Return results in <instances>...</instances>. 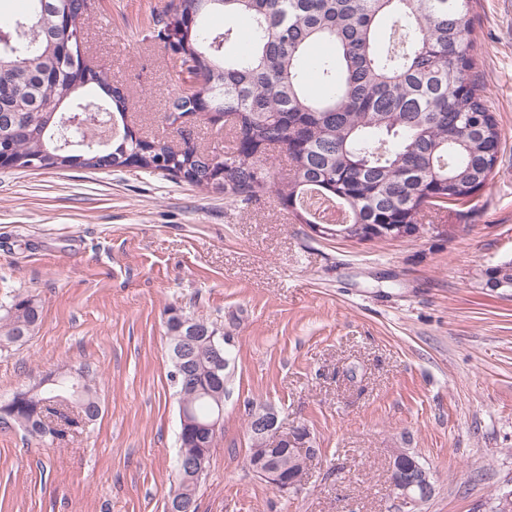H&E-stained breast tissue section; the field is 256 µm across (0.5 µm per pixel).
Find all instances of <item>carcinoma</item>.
<instances>
[{
    "instance_id": "1",
    "label": "carcinoma",
    "mask_w": 512,
    "mask_h": 512,
    "mask_svg": "<svg viewBox=\"0 0 512 512\" xmlns=\"http://www.w3.org/2000/svg\"><path fill=\"white\" fill-rule=\"evenodd\" d=\"M28 2L25 14L0 27L30 28L0 51V145L21 168L33 160L40 170L134 164L153 174L163 163L166 177L222 191L242 210L273 191L301 224L322 223L306 206L308 198L329 201L345 214L346 239L352 240L359 224L416 225L426 205L466 202L498 160V122L473 72L470 0H170L168 12L187 24L192 47L180 58L170 124L189 112L209 125L218 113L236 115L224 146H188L180 155L119 132L100 148L84 127L66 130L77 146L57 150L62 115L86 103L92 88L112 92L111 105L121 117L127 91L102 70L93 82L74 84L80 46L75 42L69 54H60L59 17L85 26L86 0ZM213 14L248 20L246 52L223 54L236 34L205 28ZM385 18L392 20L388 30L381 25ZM318 43L330 53L314 63L309 51ZM313 66L321 77L319 92L309 85ZM273 145L287 152L285 181H272L267 151ZM485 286L512 288V262L487 269ZM41 319L32 296L0 304V347L27 339ZM166 328L172 348L183 336L197 337L189 381L178 383L176 394L179 408L205 424L224 399L221 386L211 383L206 338L213 328L198 320L183 329L172 316ZM99 414L90 372L57 371L0 403V428L17 425L52 445L53 418L77 427ZM215 438L206 429L180 426V448L189 455L209 456ZM199 486L178 472L169 494L197 512Z\"/></svg>"
}]
</instances>
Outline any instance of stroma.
Returning a JSON list of instances; mask_svg holds the SVG:
<instances>
[{
    "mask_svg": "<svg viewBox=\"0 0 512 512\" xmlns=\"http://www.w3.org/2000/svg\"><path fill=\"white\" fill-rule=\"evenodd\" d=\"M168 0H94L87 48L129 95L127 122H164L176 58L141 22ZM475 72L501 130L486 185L427 206L395 240L322 237L272 194L137 169L0 168V303L42 322L0 350V402L85 365L99 418L63 445L0 429V512H165L178 453L166 311L208 321L234 366L198 512H492L512 490V0H472ZM303 425L316 457L298 490L247 466V411ZM433 478L419 508L390 493L392 449ZM485 286L491 290L512 288V262L489 268L485 271Z\"/></svg>",
    "mask_w": 512,
    "mask_h": 512,
    "instance_id": "obj_1",
    "label": "stroma"
}]
</instances>
